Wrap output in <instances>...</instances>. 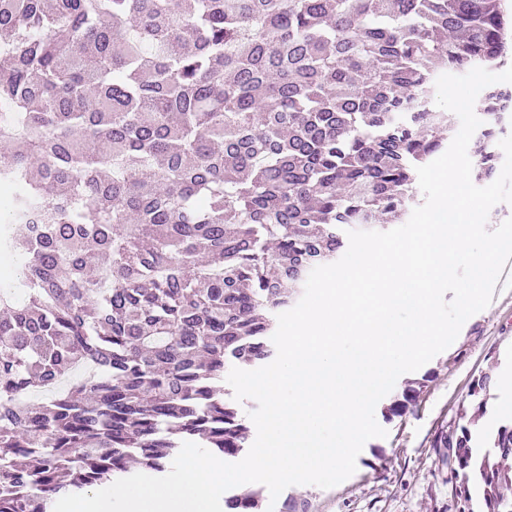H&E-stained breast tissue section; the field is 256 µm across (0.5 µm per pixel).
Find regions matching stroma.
<instances>
[{
    "instance_id": "stroma-1",
    "label": "stroma",
    "mask_w": 512,
    "mask_h": 512,
    "mask_svg": "<svg viewBox=\"0 0 512 512\" xmlns=\"http://www.w3.org/2000/svg\"><path fill=\"white\" fill-rule=\"evenodd\" d=\"M486 372L496 381L482 419L488 425L512 406V387L499 383L512 376V279L498 281L491 304L464 323L449 348L403 374L406 382L425 379L419 401L403 416L381 420L387 437L365 444L351 477L330 489L294 485L285 496L305 498L309 512H458L431 441L441 428L457 426L474 380Z\"/></svg>"
}]
</instances>
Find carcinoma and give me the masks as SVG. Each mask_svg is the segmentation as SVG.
Here are the masks:
<instances>
[{
	"label": "carcinoma",
	"instance_id": "obj_1",
	"mask_svg": "<svg viewBox=\"0 0 512 512\" xmlns=\"http://www.w3.org/2000/svg\"><path fill=\"white\" fill-rule=\"evenodd\" d=\"M507 53L500 0H0V512L164 473L185 441L238 455L230 370L276 356L274 313L347 230L408 215L458 123L431 105L436 64ZM482 108L491 181L512 88ZM493 386L432 440L459 512H512V420L475 430ZM224 505L264 512L257 490Z\"/></svg>",
	"mask_w": 512,
	"mask_h": 512
}]
</instances>
